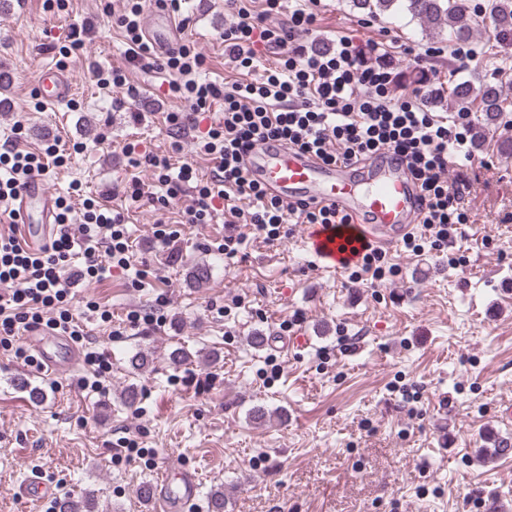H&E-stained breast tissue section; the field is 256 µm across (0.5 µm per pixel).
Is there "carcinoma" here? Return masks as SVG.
Masks as SVG:
<instances>
[{
    "mask_svg": "<svg viewBox=\"0 0 512 512\" xmlns=\"http://www.w3.org/2000/svg\"><path fill=\"white\" fill-rule=\"evenodd\" d=\"M353 6L369 17L377 18L392 10H402L418 21L432 38L448 32V41L465 45L472 41L475 27L465 19L461 0H352ZM486 12L496 33L512 38V0H487ZM453 96L461 102H472V111L481 113L485 124H496L506 111L502 83H485L479 91L467 82L455 85ZM205 512H225L224 490H210L204 496ZM57 512H97L95 491L86 490L75 499L67 497L57 503Z\"/></svg>",
    "mask_w": 512,
    "mask_h": 512,
    "instance_id": "obj_1",
    "label": "carcinoma"
}]
</instances>
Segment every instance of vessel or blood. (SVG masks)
<instances>
[{"label": "vessel or blood", "instance_id": "1", "mask_svg": "<svg viewBox=\"0 0 512 512\" xmlns=\"http://www.w3.org/2000/svg\"><path fill=\"white\" fill-rule=\"evenodd\" d=\"M145 33L162 52L182 38L177 21L158 7L148 15ZM71 90L68 71L47 67L39 72L36 92L43 101L58 102ZM244 165L251 179L283 202L329 205L348 216V224L337 228L315 224L307 229L310 251L330 269L340 268L342 259L350 256L359 239L389 249L411 233L418 222V184L388 152H379L367 162L332 164L283 142L261 139L245 155ZM15 208L30 248L39 249L55 234V198L43 177L30 181ZM36 216L41 219L37 226L32 223ZM23 340L40 365L52 373L66 374L80 362L78 345L51 328H28ZM198 481L197 470L186 466L164 472L158 484L152 486L150 499L158 512H189ZM16 495L21 501L36 504L53 498L55 489L41 477L33 476L17 487Z\"/></svg>", "mask_w": 512, "mask_h": 512}]
</instances>
